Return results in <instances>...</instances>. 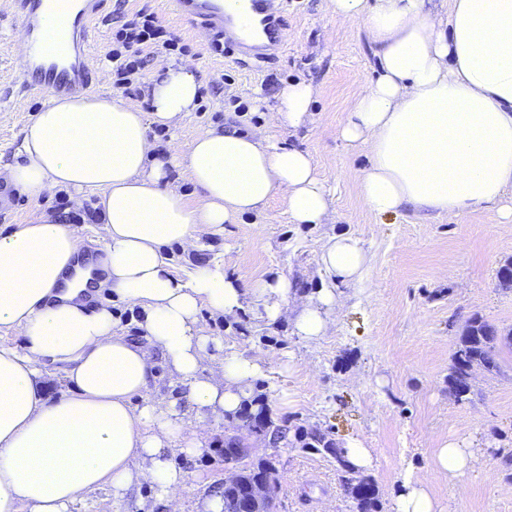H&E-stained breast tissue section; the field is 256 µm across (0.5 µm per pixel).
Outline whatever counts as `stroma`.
<instances>
[{
  "label": "stroma",
  "instance_id": "35a3bbf8",
  "mask_svg": "<svg viewBox=\"0 0 512 512\" xmlns=\"http://www.w3.org/2000/svg\"><path fill=\"white\" fill-rule=\"evenodd\" d=\"M168 0H105L103 23L91 40L90 65L98 70L99 93L149 110L145 88L158 69L191 61L202 83L196 111L174 126L150 125L148 135L161 156L176 163L169 186L187 200L194 187L182 165L190 142L208 127L233 118L238 130L276 137L284 146L307 152L330 191L326 223L290 220L282 196L264 213L226 225L223 234L198 232L197 249L173 247L177 272L223 261L226 271L248 285L284 278L297 294L317 296L324 288L340 295L325 336H296L291 315L277 323L261 317L260 305L246 299L234 320L202 311L206 335L223 340L225 351L263 355L267 374L254 387L265 394L275 417L307 430L330 432L340 442L359 440L369 448L381 512H391L404 477L423 483L441 512H512V287H503L499 269L512 263V224L475 208L463 214L406 209L379 218L363 204L357 187L367 163L365 144L339 136L346 112L378 73L367 30L336 18L330 0H284L285 51L271 62L244 65L235 54L210 49L171 13ZM0 0V162L17 160L39 97L18 100L17 59L11 51L19 29ZM144 12L179 36V51H155L132 86L115 84L111 21ZM314 89L310 119L291 129L276 119L278 94L296 81ZM75 191L56 189L38 200L17 194L0 227L28 224L44 214L68 216L84 251L100 252L101 230L93 199L75 204ZM357 239L368 261L359 281L342 283L320 263L324 246L336 235ZM495 327L498 371L479 372L467 395L456 396L448 377L460 337L473 317ZM226 419L204 423L207 449L175 460L186 474L183 512H204L224 482ZM468 445L474 454L460 479L434 471L435 448L446 440ZM280 471L274 512H356L339 480L333 458L299 447L273 449Z\"/></svg>",
  "mask_w": 512,
  "mask_h": 512
}]
</instances>
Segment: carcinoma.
<instances>
[{"mask_svg": "<svg viewBox=\"0 0 512 512\" xmlns=\"http://www.w3.org/2000/svg\"><path fill=\"white\" fill-rule=\"evenodd\" d=\"M497 344L496 330L490 324L478 317L470 319L460 338L449 375L458 396L470 391V382L476 371L492 373L499 368ZM244 431L261 433L276 447L281 444L299 445L336 459L337 471L355 502L357 512H381L374 480L348 462L345 448L319 429L308 433L292 426L286 419L274 418L261 394L228 419L224 461L241 462V474L237 488L224 490V512H239L240 499L252 483L278 480V468L273 461L248 457L247 443L242 436Z\"/></svg>", "mask_w": 512, "mask_h": 512, "instance_id": "carcinoma-1", "label": "carcinoma"}]
</instances>
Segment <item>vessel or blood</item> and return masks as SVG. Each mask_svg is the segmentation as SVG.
Listing matches in <instances>:
<instances>
[{"label":"vessel or blood","instance_id":"vessel-or-blood-1","mask_svg":"<svg viewBox=\"0 0 512 512\" xmlns=\"http://www.w3.org/2000/svg\"><path fill=\"white\" fill-rule=\"evenodd\" d=\"M278 0H244L232 11L224 0H170L178 18L204 33L211 44L263 62L284 47L283 19ZM102 0H67L64 29L54 24L58 0H9L18 24L20 42L31 57L23 72L22 90L68 95L93 90L95 80L88 65L90 35L101 12Z\"/></svg>","mask_w":512,"mask_h":512}]
</instances>
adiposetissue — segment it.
<instances>
[{
  "instance_id": "obj_1",
  "label": "adipose tissue",
  "mask_w": 512,
  "mask_h": 512,
  "mask_svg": "<svg viewBox=\"0 0 512 512\" xmlns=\"http://www.w3.org/2000/svg\"><path fill=\"white\" fill-rule=\"evenodd\" d=\"M340 19L368 31L378 75L358 96L341 139L368 146L359 195L379 217L415 208L462 214L475 208L512 223V0H449L446 14L426 0H331ZM200 85L190 64L156 74L149 112L108 94L47 97L35 112L22 158L0 177L30 199L66 188L96 196L103 256L78 262L82 240L56 215L0 232V333L19 331L21 345L0 344V512H71L99 488L115 504L148 485L175 512L184 473L172 448L204 451L202 435L185 437L176 403L151 398L157 363L187 388L197 418L235 413L264 358L228 352L205 335L201 310L236 315L245 295L276 323L294 304L297 336L325 335L339 298L332 291L295 301L290 282L257 280L243 290L223 264L189 277L174 269L172 247L195 248L198 229L216 234L282 195L296 224H321L329 193L309 155L269 136L217 127L200 131L184 158L197 191L188 202L169 186V170L148 135L150 123L172 125L194 111ZM313 99L298 81L277 97L276 114L304 125ZM341 282L359 277L366 253L339 235L322 251ZM110 289L140 311V339L119 334L112 311L84 303ZM222 352L205 369L208 351ZM63 375L47 394L44 365Z\"/></svg>"
}]
</instances>
